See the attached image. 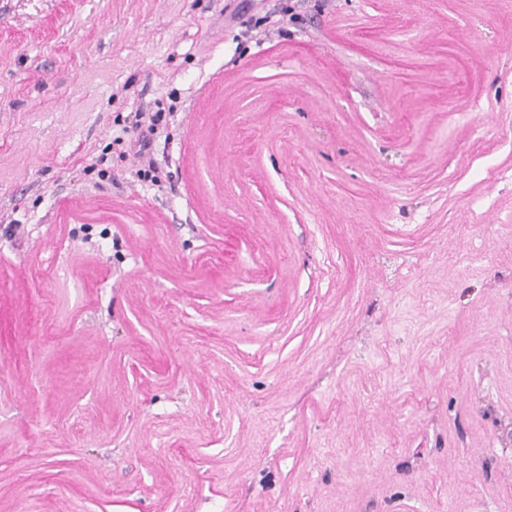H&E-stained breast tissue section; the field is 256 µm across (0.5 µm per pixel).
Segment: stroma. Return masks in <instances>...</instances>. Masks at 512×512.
Here are the masks:
<instances>
[{
    "instance_id": "stroma-1",
    "label": "stroma",
    "mask_w": 512,
    "mask_h": 512,
    "mask_svg": "<svg viewBox=\"0 0 512 512\" xmlns=\"http://www.w3.org/2000/svg\"><path fill=\"white\" fill-rule=\"evenodd\" d=\"M239 2L0 0V512H512V14ZM163 112H137L131 126L123 128L125 136H116L110 147L119 148L123 159L132 157L134 174L138 181L160 188L159 165L153 157V144L161 134Z\"/></svg>"
}]
</instances>
